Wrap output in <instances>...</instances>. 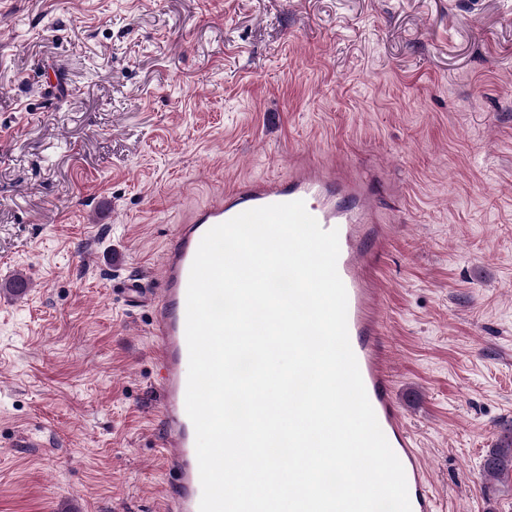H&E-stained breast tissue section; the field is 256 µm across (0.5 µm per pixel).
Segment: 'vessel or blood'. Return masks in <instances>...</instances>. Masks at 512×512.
Masks as SVG:
<instances>
[{
	"instance_id": "b4317fda",
	"label": "vessel or blood",
	"mask_w": 512,
	"mask_h": 512,
	"mask_svg": "<svg viewBox=\"0 0 512 512\" xmlns=\"http://www.w3.org/2000/svg\"><path fill=\"white\" fill-rule=\"evenodd\" d=\"M296 200L323 229L339 232L337 270L347 291V328L369 401L392 450L403 465L412 512H437L429 470L401 415L389 359L382 350L380 311L386 291L376 275L377 250L388 227L378 206V189L354 173L320 168L288 177L246 179L178 225L150 284L128 281L130 298L149 304L152 354L158 367L160 404L157 443L172 479L164 512H199L202 488L195 430L185 408L188 376L186 295L191 265L205 233L250 209Z\"/></svg>"
}]
</instances>
